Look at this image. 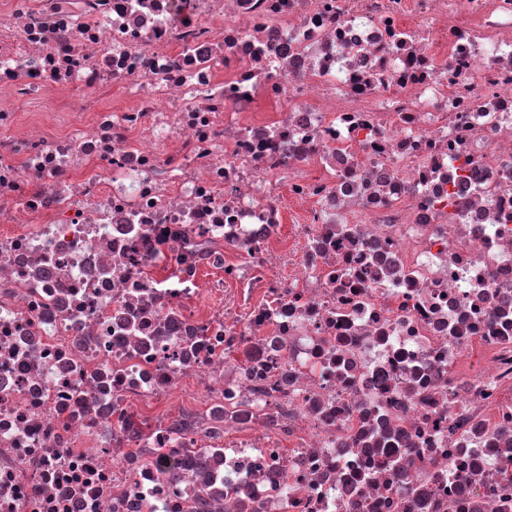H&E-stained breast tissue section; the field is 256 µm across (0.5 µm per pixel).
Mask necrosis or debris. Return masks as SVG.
<instances>
[{"instance_id":"obj_1","label":"necrosis or debris","mask_w":512,"mask_h":512,"mask_svg":"<svg viewBox=\"0 0 512 512\" xmlns=\"http://www.w3.org/2000/svg\"><path fill=\"white\" fill-rule=\"evenodd\" d=\"M0 512H512V0H0Z\"/></svg>"}]
</instances>
